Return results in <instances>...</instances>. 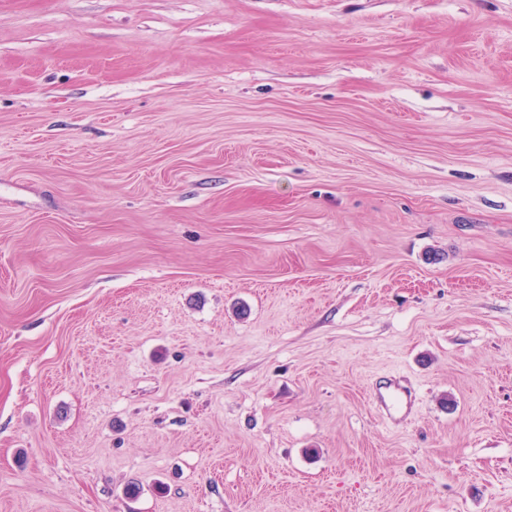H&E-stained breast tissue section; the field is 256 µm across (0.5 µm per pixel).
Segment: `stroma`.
I'll use <instances>...</instances> for the list:
<instances>
[{
    "label": "stroma",
    "mask_w": 512,
    "mask_h": 512,
    "mask_svg": "<svg viewBox=\"0 0 512 512\" xmlns=\"http://www.w3.org/2000/svg\"><path fill=\"white\" fill-rule=\"evenodd\" d=\"M0 512H512V0H0ZM371 397L374 403L382 407L391 419H395V415L404 410L405 415L411 401V394L407 387L394 380L380 386Z\"/></svg>",
    "instance_id": "obj_1"
}]
</instances>
